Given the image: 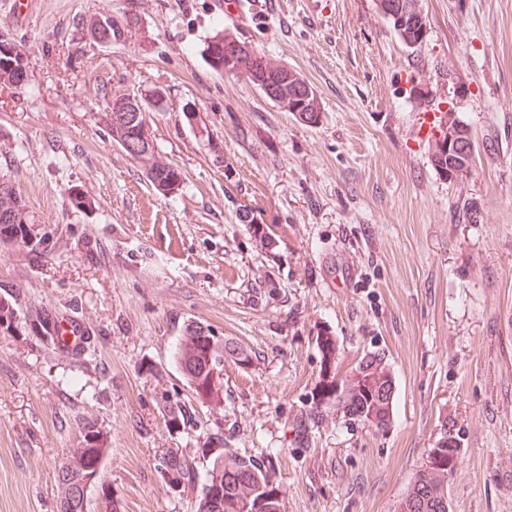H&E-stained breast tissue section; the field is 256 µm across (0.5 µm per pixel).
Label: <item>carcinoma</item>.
<instances>
[{
  "instance_id": "obj_1",
  "label": "carcinoma",
  "mask_w": 512,
  "mask_h": 512,
  "mask_svg": "<svg viewBox=\"0 0 512 512\" xmlns=\"http://www.w3.org/2000/svg\"><path fill=\"white\" fill-rule=\"evenodd\" d=\"M419 0H378V7L391 23L399 39L412 47L422 42L427 31V20L418 6ZM82 30L93 39L112 41L122 37L124 29L112 24V18L91 15L83 19ZM203 55L209 68L217 74L241 73L257 83L264 95L271 101L292 111V105L299 106L300 120L315 124L319 112L310 95L313 87L297 72L286 67H273L263 60L246 43L224 36L219 31L203 48ZM29 80V60L19 46L8 36L0 33V88L18 89ZM129 99H111L105 113V127L108 136L127 155L144 163L148 181L164 196L180 190L183 182L181 172L169 165L154 160L153 131L148 112L138 113V121H133ZM455 144L448 145V132L434 139L431 162L436 172L443 176L448 172L451 159L464 157L463 151L474 156V146L470 131L460 129L454 138ZM35 222L30 216L26 201L15 189L12 181L0 177V244L27 243V229ZM22 320L15 300L0 296V328L10 331L21 328ZM42 333L56 345L63 343V329L49 318L39 320ZM316 345L321 354V366L338 368V346L333 336L316 337ZM244 363L248 355L237 351L221 341L211 331L200 325L186 327L176 351V362L184 372L191 390L193 401L198 404L218 405L224 399V380L210 379L214 367L223 361ZM361 378L354 376L348 381L346 400L332 397V391L323 387L321 394H312V405L306 413V424H315L323 418L322 408L334 405L345 416H354L359 409L374 410L372 426L380 430L390 424L393 413L392 403L384 402L380 393L393 390L392 371L385 354L375 351L365 355L358 365ZM100 443H86L73 449L59 467L77 464L85 459ZM272 460L245 458L231 449L224 456L214 459L212 467L196 503L195 512H246L244 506L255 503L260 497L269 500L267 512H283L284 501L273 498V493L281 490L273 479L270 469ZM157 472L170 490L179 489L196 479L193 462L173 455H162L157 464ZM221 476V496L211 498L207 487L215 476ZM448 469L422 468L411 482L410 489L402 501L413 504L411 512H448L444 499L448 498Z\"/></svg>"
}]
</instances>
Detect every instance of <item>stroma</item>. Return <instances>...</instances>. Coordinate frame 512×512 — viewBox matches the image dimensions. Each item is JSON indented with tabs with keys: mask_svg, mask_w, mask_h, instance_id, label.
<instances>
[{
	"mask_svg": "<svg viewBox=\"0 0 512 512\" xmlns=\"http://www.w3.org/2000/svg\"><path fill=\"white\" fill-rule=\"evenodd\" d=\"M406 47L377 0H0V31L30 80L0 93V175L46 238L0 245V295L25 325L0 331V512H57L56 467L95 421L106 455L87 512H193L225 449L272 458L285 512H396L449 428L450 512H512V0H420ZM123 26L104 43L83 18ZM285 65L316 94L307 125L202 49L216 31ZM155 155L183 173L162 196L108 137L107 97L148 96ZM467 126L470 173L430 161L423 117ZM94 205L80 209L72 192ZM277 234L275 250L254 226ZM82 325L78 352L36 317ZM243 346L219 406L180 430L190 399L174 356L188 323ZM349 365L384 350L393 418L338 416L299 442L321 368L318 335ZM197 479L169 492L163 451Z\"/></svg>",
	"mask_w": 512,
	"mask_h": 512,
	"instance_id": "35a3bbf8",
	"label": "stroma"
}]
</instances>
